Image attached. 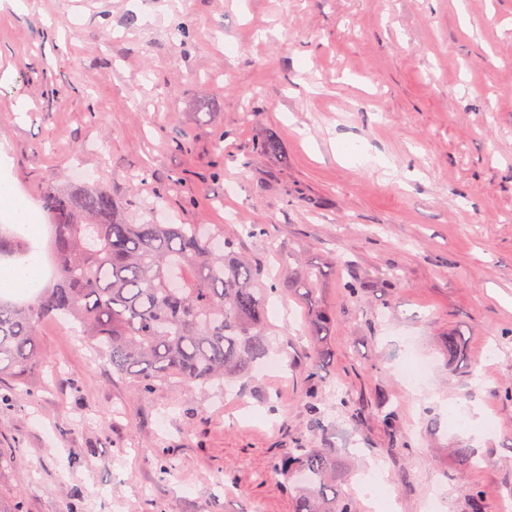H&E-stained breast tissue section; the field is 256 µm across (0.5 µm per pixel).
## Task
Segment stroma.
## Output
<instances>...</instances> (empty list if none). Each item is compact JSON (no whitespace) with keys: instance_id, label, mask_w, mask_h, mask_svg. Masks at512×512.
<instances>
[{"instance_id":"obj_1","label":"stroma","mask_w":512,"mask_h":512,"mask_svg":"<svg viewBox=\"0 0 512 512\" xmlns=\"http://www.w3.org/2000/svg\"><path fill=\"white\" fill-rule=\"evenodd\" d=\"M4 71L0 156L41 224L45 183L77 161L133 223L160 212L295 280L324 275L311 300L274 298L283 370L238 401L216 383L141 392L78 324L44 321L42 363L0 373V512H294L273 466L306 444L335 449L356 512H426L437 490L440 512H473V490L500 512L512 0H0ZM270 137L280 153H255ZM316 308L335 318L321 360ZM411 355L430 363L415 389L397 374ZM333 383L345 405L314 406ZM458 411L472 422L449 429ZM377 467L373 502L358 481Z\"/></svg>"}]
</instances>
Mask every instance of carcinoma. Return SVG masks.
Here are the masks:
<instances>
[{
	"label": "carcinoma",
	"instance_id": "obj_1",
	"mask_svg": "<svg viewBox=\"0 0 512 512\" xmlns=\"http://www.w3.org/2000/svg\"><path fill=\"white\" fill-rule=\"evenodd\" d=\"M41 203L56 271L27 303L0 301V371L36 367L38 326L55 318L77 322L112 372L146 392L157 381L228 385L269 356L266 305L288 289V276L264 284L260 267L232 246L213 249L194 224H131L104 188L51 181ZM23 249L20 237L0 235V256ZM333 324L327 312L311 315L316 355ZM274 471L294 493L295 512H356L336 493L332 449L294 448Z\"/></svg>",
	"mask_w": 512,
	"mask_h": 512
}]
</instances>
